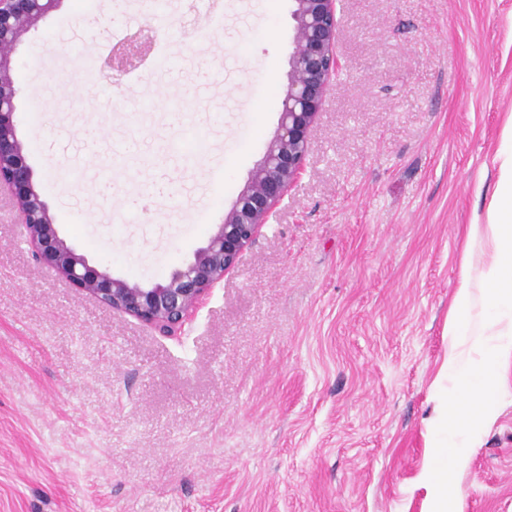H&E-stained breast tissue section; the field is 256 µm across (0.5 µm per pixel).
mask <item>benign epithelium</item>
I'll list each match as a JSON object with an SVG mask.
<instances>
[{
	"label": "benign epithelium",
	"mask_w": 512,
	"mask_h": 512,
	"mask_svg": "<svg viewBox=\"0 0 512 512\" xmlns=\"http://www.w3.org/2000/svg\"><path fill=\"white\" fill-rule=\"evenodd\" d=\"M59 2L0 0V188L13 192L35 259L112 310L130 315L164 336H175L198 302L238 265L304 171L309 130L330 82L341 70L335 50L337 0H291L295 34L277 134L207 243L165 281L150 286L131 284L89 265L60 235L17 136L12 54L22 37Z\"/></svg>",
	"instance_id": "benign-epithelium-1"
}]
</instances>
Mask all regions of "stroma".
<instances>
[{"label":"stroma","mask_w":512,"mask_h":512,"mask_svg":"<svg viewBox=\"0 0 512 512\" xmlns=\"http://www.w3.org/2000/svg\"><path fill=\"white\" fill-rule=\"evenodd\" d=\"M291 9L60 0L23 37L17 133L90 265L149 285L205 245L275 135ZM337 18L306 171L179 337L36 262L0 197V512H428L424 475L452 453L448 512H512V358L492 421L432 427L499 343L450 342L448 313L508 147L512 0H339ZM143 24L170 68L108 69ZM180 138L191 163L166 151Z\"/></svg>","instance_id":"35a3bbf8"}]
</instances>
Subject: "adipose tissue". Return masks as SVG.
Listing matches in <instances>:
<instances>
[{"label": "adipose tissue", "instance_id": "obj_1", "mask_svg": "<svg viewBox=\"0 0 512 512\" xmlns=\"http://www.w3.org/2000/svg\"><path fill=\"white\" fill-rule=\"evenodd\" d=\"M499 161V190L492 197L487 224L472 225L471 240L480 242L485 259L480 265L464 261L457 286L454 306L448 317L451 338L481 336L490 327L500 326L502 335H512V152L502 153ZM481 288L491 313L485 321L472 323L470 309L474 288ZM468 395L466 402L448 401L438 418L440 428L449 431L468 429L472 423L491 421L495 409L492 404L480 402V387L471 379H464Z\"/></svg>", "mask_w": 512, "mask_h": 512}]
</instances>
